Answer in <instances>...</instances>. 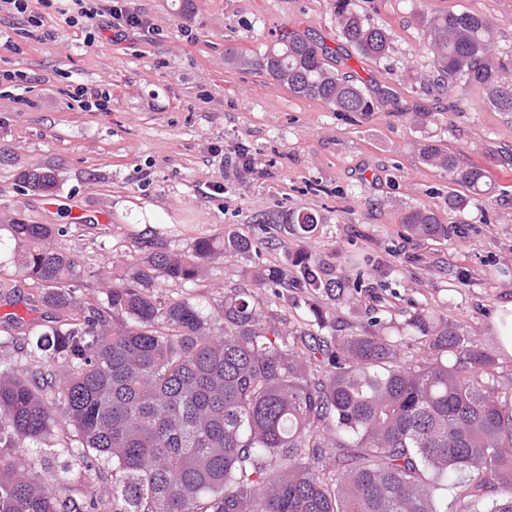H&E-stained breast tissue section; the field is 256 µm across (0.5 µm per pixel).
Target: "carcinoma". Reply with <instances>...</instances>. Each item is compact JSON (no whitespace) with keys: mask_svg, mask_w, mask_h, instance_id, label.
<instances>
[{"mask_svg":"<svg viewBox=\"0 0 512 512\" xmlns=\"http://www.w3.org/2000/svg\"><path fill=\"white\" fill-rule=\"evenodd\" d=\"M340 36L372 61L392 37L334 0ZM430 52L442 83L475 85L498 112L512 114V60L500 56L493 22L443 11L429 20ZM259 66L298 96L338 112L368 115L366 89L332 70L304 34H280ZM421 161L465 192H448L463 212L489 202V169L463 166L435 141L417 143ZM15 180L46 195L51 168H20ZM281 223L297 240L319 232L320 216L292 210ZM408 232L448 238L427 206L405 211ZM21 247L16 264L38 288L26 304L48 326L22 336L17 357L0 361V512H512V390L500 388L495 358L440 310L391 299L366 273L334 272L312 253L292 254L294 271L256 264L250 285L274 300L288 293L371 303L355 328L308 304L307 329H291L254 291L224 295L215 318L160 282L194 283L227 257L257 252L260 238L228 232L199 238L181 254L153 252L112 277L103 306L74 310L87 277L51 224L8 225ZM124 321L105 329L106 313ZM426 356L405 360L403 346ZM78 483L109 473L105 494L73 495L45 476L39 448L59 427Z\"/></svg>","mask_w":512,"mask_h":512,"instance_id":"1","label":"carcinoma"}]
</instances>
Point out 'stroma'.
<instances>
[{
	"mask_svg": "<svg viewBox=\"0 0 512 512\" xmlns=\"http://www.w3.org/2000/svg\"><path fill=\"white\" fill-rule=\"evenodd\" d=\"M151 32L106 30L87 45L66 23L59 0H33L39 25L0 6V70L27 72L16 90L0 85V150L14 164L52 168L55 196L21 188L14 164H0V218L67 227L63 246L92 271L77 297L100 304L103 284L127 259L151 250L187 251L203 237L234 228L256 231L267 216L295 209L320 214L318 234L296 241L271 231L256 255L226 260L197 285L165 284L219 310L225 291L244 286L254 264L286 266L297 249L347 270L366 262L371 282L404 301L441 310L460 333L481 330L496 352L498 375L512 382V357L501 353L495 318L512 299V114L495 111L465 84L446 89L428 50V21L452 8L488 17L502 55H512V0H354L371 23L392 35L386 59L361 58L339 36L332 0H132ZM305 32L328 47L340 74L367 87L369 118L294 96L254 66L275 35ZM248 65L228 63V55ZM112 86V109L87 112L72 86ZM423 112L420 124L406 113ZM439 141L461 163L488 167L502 204L488 211L448 208L446 173L423 164L416 143ZM247 150L248 169L225 168ZM223 183L215 191L214 183ZM434 209L448 239L411 237L400 222L411 207Z\"/></svg>",
	"mask_w": 512,
	"mask_h": 512,
	"instance_id": "35a3bbf8",
	"label": "stroma"
}]
</instances>
